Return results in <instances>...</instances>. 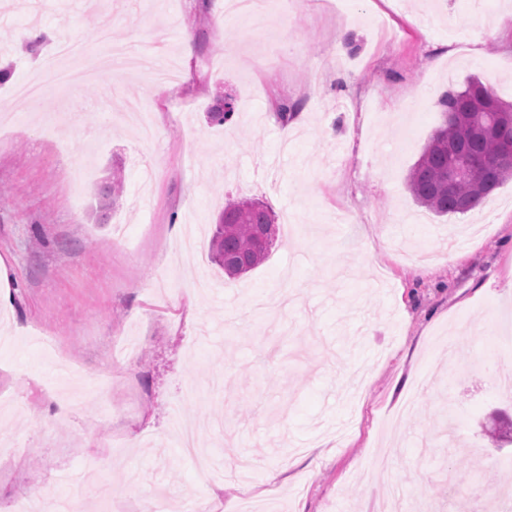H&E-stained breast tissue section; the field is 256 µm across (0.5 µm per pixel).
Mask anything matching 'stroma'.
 Instances as JSON below:
<instances>
[{
	"instance_id": "35a3bbf8",
	"label": "stroma",
	"mask_w": 512,
	"mask_h": 512,
	"mask_svg": "<svg viewBox=\"0 0 512 512\" xmlns=\"http://www.w3.org/2000/svg\"><path fill=\"white\" fill-rule=\"evenodd\" d=\"M226 3L0 0V119L16 127L0 140V503L512 512V444L489 436L512 425V394L482 370L512 358V180L447 216L407 188L446 91L475 77L512 103V0H340L337 16L272 0L264 29ZM34 21L51 33L41 52L13 40ZM103 29L177 60L193 33L197 82L160 98L150 70L125 77L153 106L152 141L99 87L47 81L37 112L13 93L56 41L101 52ZM223 96L233 116L208 123ZM116 170L122 197L100 210ZM228 198L280 223L268 260L237 278L209 257ZM62 396L74 414L59 421ZM177 413L216 478L184 457ZM287 455L296 467L270 482ZM106 456L96 480H53Z\"/></svg>"
}]
</instances>
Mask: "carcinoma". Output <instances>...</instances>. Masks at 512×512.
I'll return each mask as SVG.
<instances>
[{"instance_id":"obj_1","label":"carcinoma","mask_w":512,"mask_h":512,"mask_svg":"<svg viewBox=\"0 0 512 512\" xmlns=\"http://www.w3.org/2000/svg\"><path fill=\"white\" fill-rule=\"evenodd\" d=\"M443 121L433 130L410 169L407 184L414 201L437 214H464L512 178V163L500 159L502 142L512 141V104L502 102L478 79L450 90L439 101ZM115 171L103 188L102 206L110 208L122 193ZM276 236L274 217L259 202L231 199L211 243V259L229 277L244 275L269 256Z\"/></svg>"}]
</instances>
